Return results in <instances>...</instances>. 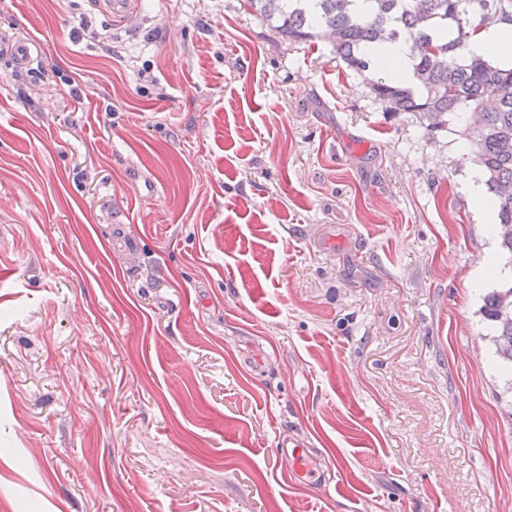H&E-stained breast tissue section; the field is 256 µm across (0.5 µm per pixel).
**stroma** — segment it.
I'll return each instance as SVG.
<instances>
[{"label":"stroma","mask_w":512,"mask_h":512,"mask_svg":"<svg viewBox=\"0 0 512 512\" xmlns=\"http://www.w3.org/2000/svg\"><path fill=\"white\" fill-rule=\"evenodd\" d=\"M134 11L0 0V512H512L464 136L244 0ZM7 50L17 67L26 68L38 60L40 43L35 39L15 37L8 39ZM278 456L285 463L287 475L289 471L295 479L314 489H322L325 486L324 472L303 442L282 438L279 441Z\"/></svg>","instance_id":"1"}]
</instances>
